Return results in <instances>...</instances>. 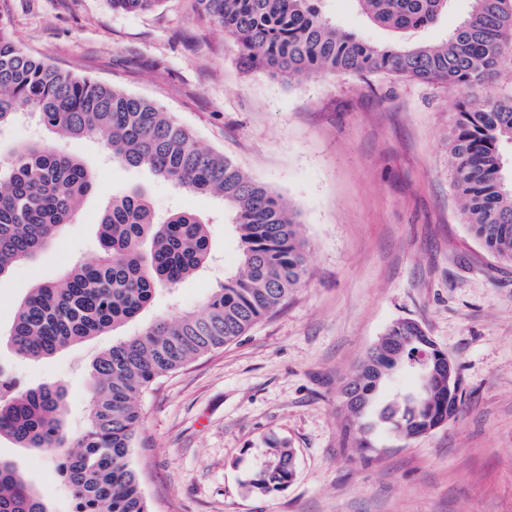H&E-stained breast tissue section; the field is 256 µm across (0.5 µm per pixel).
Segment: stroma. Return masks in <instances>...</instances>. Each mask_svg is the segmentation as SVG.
<instances>
[{"label": "stroma", "mask_w": 512, "mask_h": 512, "mask_svg": "<svg viewBox=\"0 0 512 512\" xmlns=\"http://www.w3.org/2000/svg\"><path fill=\"white\" fill-rule=\"evenodd\" d=\"M320 7L368 44H439L467 18L470 0H448L434 23L401 35L356 0ZM0 23L27 53L154 101L298 213L306 282L244 336L142 398L132 463L154 512H512V265L463 224L448 154L461 104L512 93V56L493 86L459 92L380 73L257 72L189 0L143 13L115 10L111 0H0ZM29 141L77 155L97 188L45 256L0 278V367L29 387L62 385L77 428L94 357L156 316L200 309L236 267L239 239L221 200L113 162L101 137L66 140L18 122L0 129V159ZM121 190L142 192L159 215L194 212L209 226L214 262L175 291H158L139 323L42 361L19 358L3 341L17 306L96 255L98 217ZM403 319L456 361L460 412L415 438L377 430L371 448L357 451L342 389ZM275 440L295 452L293 482L253 495L245 482ZM0 458L48 490L50 512H73L46 455L1 437Z\"/></svg>", "instance_id": "stroma-1"}]
</instances>
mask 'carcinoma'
I'll use <instances>...</instances> for the list:
<instances>
[{"mask_svg": "<svg viewBox=\"0 0 512 512\" xmlns=\"http://www.w3.org/2000/svg\"><path fill=\"white\" fill-rule=\"evenodd\" d=\"M163 0H112V7L147 12ZM194 12L224 29L256 70L292 78L309 72L393 74L462 90L488 81L512 53V0H470L468 17L437 45L361 42L336 29L319 0H191ZM372 21L397 33L427 26L448 0H357ZM30 115L58 136H104L110 158L144 168L174 185L218 197L239 235V266L203 309L159 317L118 339L92 362V391L83 427L66 418L65 391L56 383L27 387L0 372V437L45 453L62 476L74 512H152L131 464L142 431V395L160 378L237 340L282 306L308 275L309 255L293 209L247 176L231 159L206 150L187 127L155 102L63 70L25 53L0 25V128ZM512 144V96H489L457 113L448 141L452 186L460 211L489 253L512 262V180L502 147ZM96 187L70 153L41 142L16 145L0 161V278L38 259L70 224ZM100 252L68 274L41 284L19 303L7 339L26 360L48 358L98 334L138 320L160 289L172 291L211 258L207 225L188 210L158 216L136 191L112 194L99 220ZM394 323L368 352L343 394L359 448L377 427L407 437L429 432L461 395L447 377L430 393L421 381L401 399L375 406L380 384L400 357L393 342L412 336ZM292 449L271 443L269 457L246 481L248 491L285 490ZM46 490L34 488L0 459V512H48Z\"/></svg>", "mask_w": 512, "mask_h": 512, "instance_id": "carcinoma-1", "label": "carcinoma"}]
</instances>
